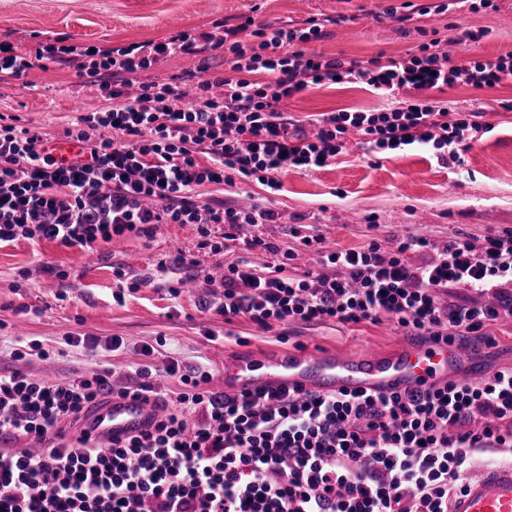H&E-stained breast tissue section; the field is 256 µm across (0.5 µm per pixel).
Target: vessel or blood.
I'll return each instance as SVG.
<instances>
[{"label":"vessel or blood","instance_id":"vessel-or-blood-1","mask_svg":"<svg viewBox=\"0 0 512 512\" xmlns=\"http://www.w3.org/2000/svg\"><path fill=\"white\" fill-rule=\"evenodd\" d=\"M483 378L473 350L444 340L425 347L406 346L392 354L373 348L355 354L291 349L277 356H250L224 365V387L232 393H400L448 382L476 383ZM160 413L153 402L115 397L91 409L84 424L92 439L108 445L153 429ZM450 512H512V464L469 478Z\"/></svg>","mask_w":512,"mask_h":512}]
</instances>
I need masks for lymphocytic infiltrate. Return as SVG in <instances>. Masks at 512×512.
I'll use <instances>...</instances> for the list:
<instances>
[{
  "label": "lymphocytic infiltrate",
  "mask_w": 512,
  "mask_h": 512,
  "mask_svg": "<svg viewBox=\"0 0 512 512\" xmlns=\"http://www.w3.org/2000/svg\"><path fill=\"white\" fill-rule=\"evenodd\" d=\"M330 17L300 23L215 22L163 40L112 48L46 38L34 54L0 42V81L22 79L37 61L69 62L97 86L102 109L78 116L66 136L77 150L58 161L49 139L0 124V242L45 240L94 251L98 241L156 225L194 227L198 248L217 254L226 241L269 253L257 265L228 263L219 300L198 309L225 323L245 318L274 325L390 317L397 330L432 340L483 336L512 317V230L482 244L449 238L442 249L424 237L352 249L317 234L281 249L259 234L279 214L202 202L198 187L256 180L281 189L291 169L315 170L344 155L358 134L378 156L406 146L459 165L485 126L476 113L434 101L433 91L512 82V53L458 56L433 39L400 56L366 61L311 51ZM249 39H242V32ZM224 53V75L194 83L142 80L159 60ZM357 84L386 97L368 111L322 112L302 125L288 113L307 89ZM408 99H399L401 91ZM224 225L214 239L213 225ZM429 251L421 264L409 253ZM472 301H446L449 289ZM177 405L153 430L102 447L67 426L114 388L102 367L59 381L22 371L0 374V512H448L472 456L490 450L512 458V367L474 384H449L391 395L339 392L216 394L208 370L180 371Z\"/></svg>",
  "instance_id": "lymphocytic-infiltrate-1"
}]
</instances>
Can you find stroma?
Returning a JSON list of instances; mask_svg holds the SVG:
<instances>
[{"label": "stroma", "mask_w": 512, "mask_h": 512, "mask_svg": "<svg viewBox=\"0 0 512 512\" xmlns=\"http://www.w3.org/2000/svg\"><path fill=\"white\" fill-rule=\"evenodd\" d=\"M412 2L429 11L401 25L381 17L382 0H0V40L31 54L49 36L117 46L157 42L176 31L208 30L215 20L240 15L258 24L331 16L336 25L312 45L329 57L365 61L381 53L399 56L422 42L446 41L463 30L482 33L479 54L512 52V0H494L489 8L476 0ZM442 3L447 6L443 12L438 9ZM203 65L210 74H223V52L171 57L158 62L146 77L185 79ZM434 97L483 113L492 126L473 142L461 165L440 164L411 146L373 158L354 144L320 169L285 172L278 194L244 180L232 186L203 185L200 196L229 206L256 198L265 201L280 219L265 225L263 233L284 249L295 247L293 231L303 225L316 227L336 249L402 236H425L439 248L456 234L482 243L512 228V83L485 89L448 86ZM381 104L377 95L360 86L330 85L295 95L288 111L304 120L321 112L369 110ZM101 105L98 95L83 86L75 67L65 62L37 64L24 81L0 82V116L40 128L52 141L64 138L77 114ZM179 253L193 258L198 248L194 233L178 224L157 225L149 238L130 235L101 242L91 253L55 241L0 243V371L20 367L35 378L50 371L71 377L98 363L113 367L135 386L138 369L160 370L172 360L183 370L206 367L211 373L209 390L220 392L228 355L313 344L347 353L368 345L391 352L407 340L385 319L346 327L333 322L295 324L282 343L277 330H261L246 319L228 324L222 316L202 315L198 302L210 296L212 279L225 263L245 255L246 248L242 241H233L226 251L200 258L199 266L183 270L190 286L175 297L170 293L172 274L159 271L157 264ZM119 266L125 270L121 279L113 274ZM145 277L149 285L139 286ZM71 333L97 338L95 355L64 346V336ZM115 337L124 344L114 351L109 342ZM32 339L55 352L52 365L12 357L13 348Z\"/></svg>", "instance_id": "obj_1"}]
</instances>
